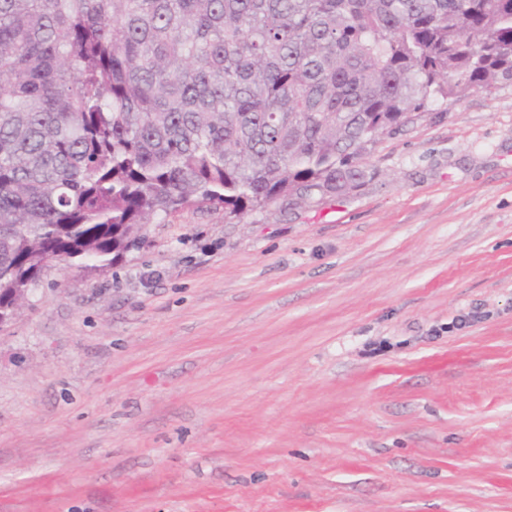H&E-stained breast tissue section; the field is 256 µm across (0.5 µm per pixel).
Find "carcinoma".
<instances>
[{
  "instance_id": "cac0c4a2",
  "label": "carcinoma",
  "mask_w": 512,
  "mask_h": 512,
  "mask_svg": "<svg viewBox=\"0 0 512 512\" xmlns=\"http://www.w3.org/2000/svg\"><path fill=\"white\" fill-rule=\"evenodd\" d=\"M512 82V0H0V308L146 225L348 196L367 144Z\"/></svg>"
}]
</instances>
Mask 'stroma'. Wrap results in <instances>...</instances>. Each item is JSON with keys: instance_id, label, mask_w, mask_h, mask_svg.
Returning a JSON list of instances; mask_svg holds the SVG:
<instances>
[{"instance_id": "35a3bbf8", "label": "stroma", "mask_w": 512, "mask_h": 512, "mask_svg": "<svg viewBox=\"0 0 512 512\" xmlns=\"http://www.w3.org/2000/svg\"><path fill=\"white\" fill-rule=\"evenodd\" d=\"M369 165L51 267L0 330V512H512V83Z\"/></svg>"}]
</instances>
